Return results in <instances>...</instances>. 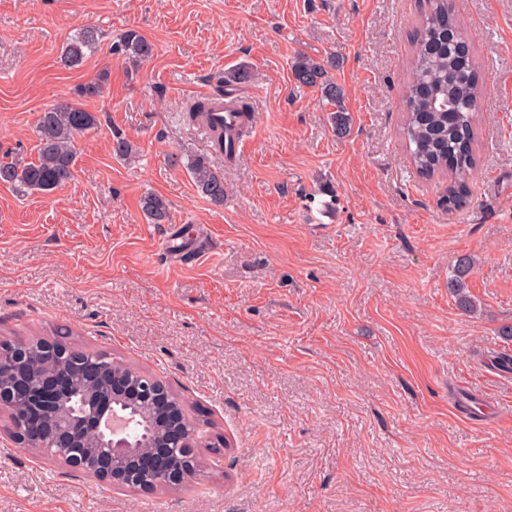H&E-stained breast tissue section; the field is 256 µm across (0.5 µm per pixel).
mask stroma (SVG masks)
I'll use <instances>...</instances> for the list:
<instances>
[{
    "mask_svg": "<svg viewBox=\"0 0 512 512\" xmlns=\"http://www.w3.org/2000/svg\"><path fill=\"white\" fill-rule=\"evenodd\" d=\"M424 2L0 0V157L34 161L54 104L100 117L64 186L0 184V339L69 332L166 381L210 460L187 489H115L20 447L0 414V512H512V371L495 363L512 353L497 334L512 324V0H454L485 88L456 211L399 135ZM86 26L102 41L65 68ZM130 29L155 47L136 69L112 53ZM299 53L336 57L347 135L295 83ZM241 65L253 123L240 158L211 157L216 207L188 173L206 145L182 114ZM148 191L170 223L146 222ZM464 255L472 315L448 290Z\"/></svg>",
    "mask_w": 512,
    "mask_h": 512,
    "instance_id": "1",
    "label": "stroma"
}]
</instances>
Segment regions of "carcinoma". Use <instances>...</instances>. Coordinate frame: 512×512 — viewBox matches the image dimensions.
<instances>
[{"instance_id":"obj_1","label":"carcinoma","mask_w":512,"mask_h":512,"mask_svg":"<svg viewBox=\"0 0 512 512\" xmlns=\"http://www.w3.org/2000/svg\"><path fill=\"white\" fill-rule=\"evenodd\" d=\"M98 42V31L85 28L66 43L60 61L67 68H78ZM467 44L469 40L452 0H426V8L413 35V51L404 84L401 134L420 176L430 179L448 175L442 202L449 209H458L466 203L468 182L476 164V124L483 79L474 52L460 50V46ZM112 53L136 64L152 56L153 45L131 29L112 43ZM334 66V58L317 60L299 54L291 61L290 69L299 85L318 89L321 98L334 107L331 124L343 135L350 131V119L343 106V89L328 72V68ZM98 125V116L73 103L50 106L40 113L36 122V159L23 165L0 161V183L30 192H53L73 178L77 137ZM112 152L117 158H129L134 147L127 138L116 134L112 139ZM188 169L197 191L212 205L224 206V171L203 154L190 158ZM139 206L150 223H170V204L163 196L148 192L141 196ZM473 267L472 257L457 259L448 281L456 306L465 313L478 309L466 284ZM23 341L30 344L29 359L26 365L18 366L12 362L10 351ZM40 343L39 339L19 337L0 343V368L4 377L13 379L39 366ZM130 416V441L139 453L148 442L150 432L141 424L140 409H133Z\"/></svg>"}]
</instances>
